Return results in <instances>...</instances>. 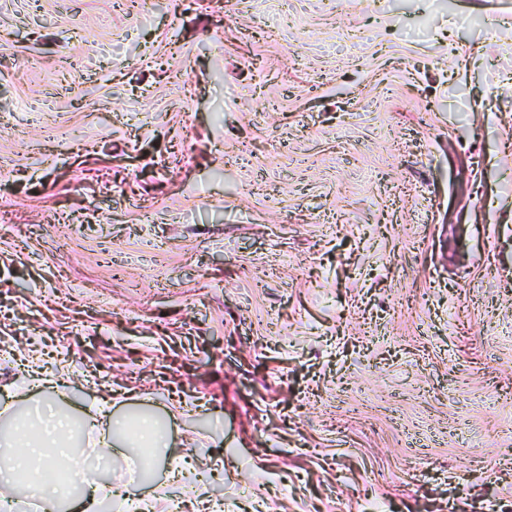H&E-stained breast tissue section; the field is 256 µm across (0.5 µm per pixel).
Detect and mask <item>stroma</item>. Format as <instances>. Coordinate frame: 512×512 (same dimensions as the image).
I'll list each match as a JSON object with an SVG mask.
<instances>
[{
  "label": "stroma",
  "mask_w": 512,
  "mask_h": 512,
  "mask_svg": "<svg viewBox=\"0 0 512 512\" xmlns=\"http://www.w3.org/2000/svg\"><path fill=\"white\" fill-rule=\"evenodd\" d=\"M152 2L0 0V459L512 512V0ZM43 422L44 424L24 420L17 424L16 434L25 448H32L28 458H37L45 464L48 460L57 457L62 449L67 450L70 422L60 415ZM33 435L36 436L34 444L30 440ZM45 448H54V451L48 454ZM139 438L147 447L160 448L164 443L165 433L155 421L144 417L139 421Z\"/></svg>",
  "instance_id": "35a3bbf8"
}]
</instances>
